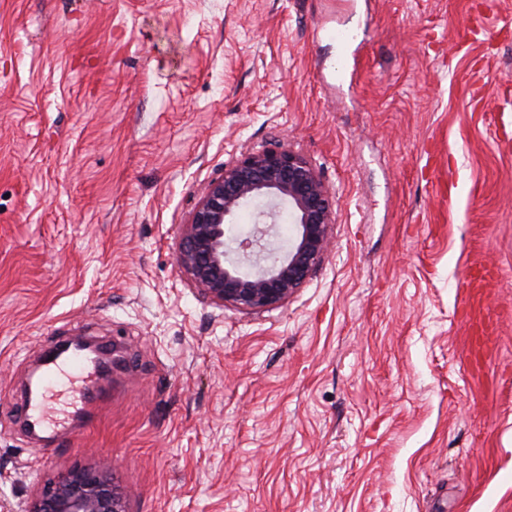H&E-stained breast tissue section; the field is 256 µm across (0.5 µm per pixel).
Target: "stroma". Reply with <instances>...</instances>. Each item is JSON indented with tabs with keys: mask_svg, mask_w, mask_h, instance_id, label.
I'll return each instance as SVG.
<instances>
[{
	"mask_svg": "<svg viewBox=\"0 0 512 512\" xmlns=\"http://www.w3.org/2000/svg\"><path fill=\"white\" fill-rule=\"evenodd\" d=\"M285 146L336 201L284 304L178 266ZM112 346L41 457L45 351ZM76 466L129 512H512V0H0V512ZM63 364H67L71 370L78 371L76 376H72L73 384L76 385L80 395V407H77L76 413L80 414L79 419L83 427L93 426L99 418V406L104 400V394L95 378V367L80 356H73L54 365L49 370L48 376H53L56 370L62 371L61 365ZM53 391L48 386H43L40 397L34 402L27 403L25 400L20 408V413L28 425L34 424L36 429L50 427L52 420L48 417V411L53 402Z\"/></svg>",
	"mask_w": 512,
	"mask_h": 512,
	"instance_id": "1",
	"label": "stroma"
}]
</instances>
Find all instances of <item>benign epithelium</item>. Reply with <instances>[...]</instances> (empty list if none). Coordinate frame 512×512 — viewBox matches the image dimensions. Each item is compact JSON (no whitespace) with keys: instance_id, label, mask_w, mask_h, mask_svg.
<instances>
[{"instance_id":"7a95c632","label":"benign epithelium","mask_w":512,"mask_h":512,"mask_svg":"<svg viewBox=\"0 0 512 512\" xmlns=\"http://www.w3.org/2000/svg\"><path fill=\"white\" fill-rule=\"evenodd\" d=\"M286 202L295 215L297 236L271 262L267 247L273 226L255 225L236 247L226 244L224 225L249 200ZM335 200L315 166L281 146L251 152L224 166L183 225L177 262L211 300L260 311L286 302L317 268L335 223ZM25 512H127L108 471L77 467L44 483Z\"/></svg>"}]
</instances>
